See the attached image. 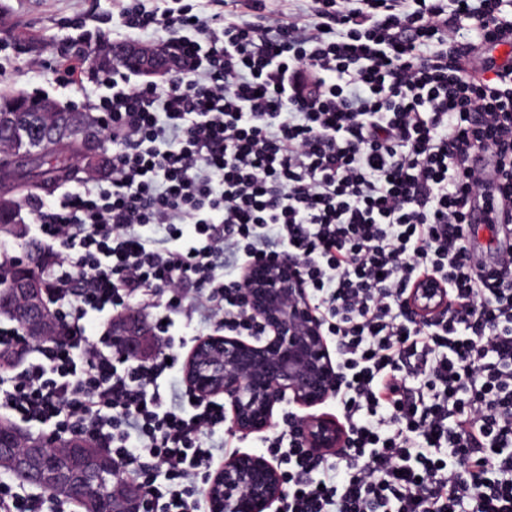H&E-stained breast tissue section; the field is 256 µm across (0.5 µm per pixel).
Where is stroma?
Masks as SVG:
<instances>
[{
    "label": "stroma",
    "instance_id": "35a3bbf8",
    "mask_svg": "<svg viewBox=\"0 0 512 512\" xmlns=\"http://www.w3.org/2000/svg\"><path fill=\"white\" fill-rule=\"evenodd\" d=\"M118 9V0H0V44L10 56L0 71V93L38 91L63 109L84 111L85 101L96 97L94 88L80 92L63 86L41 63L67 45L74 22L111 34Z\"/></svg>",
    "mask_w": 512,
    "mask_h": 512
}]
</instances>
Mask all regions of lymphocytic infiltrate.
I'll use <instances>...</instances> for the list:
<instances>
[{
	"mask_svg": "<svg viewBox=\"0 0 512 512\" xmlns=\"http://www.w3.org/2000/svg\"><path fill=\"white\" fill-rule=\"evenodd\" d=\"M114 27L166 32L183 63L139 85L85 65L90 30L71 37L61 81L97 87L112 176L26 202L69 334L0 328V349L29 350L0 375V413L107 448L150 512H203L224 405L169 374L205 331L257 335L242 271L290 255L336 346L347 448L268 436L283 512H512V225L485 253L467 220L489 195L512 205V65L467 67L512 44V0H129ZM472 149L493 151L496 186ZM430 278L448 308L419 320L406 297ZM135 297L161 342L145 361L83 326Z\"/></svg>",
	"mask_w": 512,
	"mask_h": 512,
	"instance_id": "1",
	"label": "lymphocytic infiltrate"
}]
</instances>
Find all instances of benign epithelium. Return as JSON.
<instances>
[{
  "label": "benign epithelium",
  "instance_id": "obj_1",
  "mask_svg": "<svg viewBox=\"0 0 512 512\" xmlns=\"http://www.w3.org/2000/svg\"><path fill=\"white\" fill-rule=\"evenodd\" d=\"M103 65L129 66L146 77L163 75L178 63L161 46L150 50L129 43L112 54L98 57ZM246 309L259 335L251 337L213 334L198 340L183 364L186 386L197 397H224L229 406V428L242 438L267 431L277 407L299 409L291 418L311 453H343L346 433L339 420L316 409L333 395L340 376L322 320L306 291L297 261L281 257L260 261L244 271ZM13 288L22 298L18 304L0 298V314L27 322L34 332L52 340L64 338L53 317L45 289L29 277H19ZM411 310L422 317L436 315L448 306L442 287L433 280L416 284L408 297ZM144 332L121 317L110 336L122 354H150ZM111 459L103 449L84 473L71 477L73 499L92 490L90 479L97 466ZM14 478L23 485L44 489V478L27 473V459L12 458ZM129 512H147L144 489L137 481L128 485ZM284 497L282 473L267 458L248 452L236 454L216 470L208 482L209 512H268Z\"/></svg>",
  "mask_w": 512,
  "mask_h": 512
}]
</instances>
